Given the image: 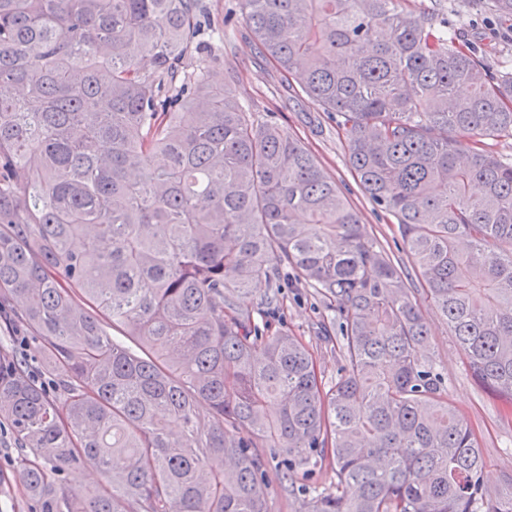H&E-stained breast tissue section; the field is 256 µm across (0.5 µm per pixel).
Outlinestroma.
I'll use <instances>...</instances> for the list:
<instances>
[{"label":"stroma","instance_id":"obj_1","mask_svg":"<svg viewBox=\"0 0 512 512\" xmlns=\"http://www.w3.org/2000/svg\"><path fill=\"white\" fill-rule=\"evenodd\" d=\"M211 19L223 22L217 46L219 59L209 68V82L229 86L239 102L258 122L278 123L315 157L324 172L344 193L366 224L377 246L389 254L408 287L420 281L403 248L395 218L372 202L349 163L344 138L334 115L323 110L292 76L283 74L259 54L241 15L240 0H204ZM426 12L447 17L453 42L476 49L491 75L512 72V24L489 10V0H409ZM256 295L267 294L260 323L270 331L286 330L298 336L312 352L324 378L336 377L343 364L333 336L339 335L340 315L317 291L299 281L292 269L280 267L277 275L253 285ZM420 309L429 330L427 359L435 362L448 384V401L473 426L487 462L485 485L497 493L512 474V415L501 399L480 386L470 375L443 317L427 301ZM18 450L8 427L0 428V512H29L30 503L16 477ZM317 480L330 484V465L322 463L311 473H296L293 483L283 482L276 467L268 469L266 490L269 512H306L307 500L298 486Z\"/></svg>","mask_w":512,"mask_h":512}]
</instances>
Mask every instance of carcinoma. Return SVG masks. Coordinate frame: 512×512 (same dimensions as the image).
Segmentation results:
<instances>
[{"label":"carcinoma","instance_id":"carcinoma-1","mask_svg":"<svg viewBox=\"0 0 512 512\" xmlns=\"http://www.w3.org/2000/svg\"><path fill=\"white\" fill-rule=\"evenodd\" d=\"M241 4L262 56L336 114L425 299L512 410V163L482 144L512 137V73L401 0ZM201 17L202 0H0V320L34 333L54 382L0 359L32 512H269L266 448L290 482L332 457L336 491L308 512H512V474L487 492L424 360L414 290L296 139L209 86ZM279 263L342 312L330 382L255 322L251 285ZM89 459L98 479L73 484Z\"/></svg>","mask_w":512,"mask_h":512}]
</instances>
